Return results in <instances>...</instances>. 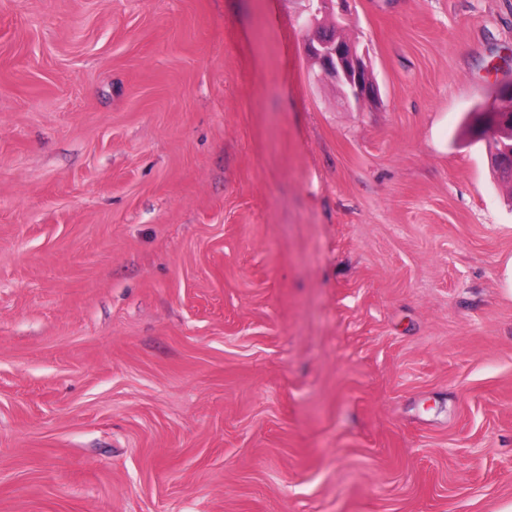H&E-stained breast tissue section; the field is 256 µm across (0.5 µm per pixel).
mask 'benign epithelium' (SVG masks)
<instances>
[{
	"instance_id": "1",
	"label": "benign epithelium",
	"mask_w": 512,
	"mask_h": 512,
	"mask_svg": "<svg viewBox=\"0 0 512 512\" xmlns=\"http://www.w3.org/2000/svg\"><path fill=\"white\" fill-rule=\"evenodd\" d=\"M307 2V14L300 22L307 54L322 74L336 83L347 105L359 106L376 100L379 89L366 53L359 51L346 35L336 36L323 23L328 15L344 17L348 0ZM485 111L496 121L499 135L512 136V82L496 89ZM487 153L495 169L512 170V145L492 147Z\"/></svg>"
}]
</instances>
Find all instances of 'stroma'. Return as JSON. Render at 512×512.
<instances>
[{
	"label": "stroma",
	"instance_id": "35a3bbf8",
	"mask_svg": "<svg viewBox=\"0 0 512 512\" xmlns=\"http://www.w3.org/2000/svg\"><path fill=\"white\" fill-rule=\"evenodd\" d=\"M0 0V512H512V0ZM307 14L300 26L305 36L307 54L318 64L322 74L336 83L348 106H359L378 98L376 83L366 52H360L345 35V26L336 21L342 29L337 38L325 28L322 18L333 15L344 18L348 0H307ZM321 16V18H319ZM484 112L497 122L498 135L512 136V82L505 83L496 89L492 100L487 104Z\"/></svg>",
	"mask_w": 512,
	"mask_h": 512
}]
</instances>
